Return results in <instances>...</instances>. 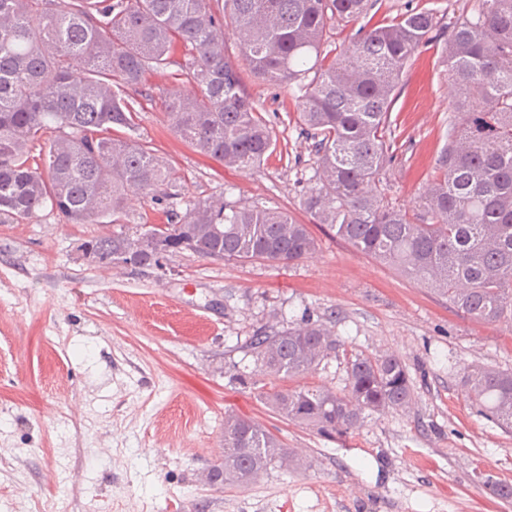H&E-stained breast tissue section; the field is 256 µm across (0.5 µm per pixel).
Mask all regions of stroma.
<instances>
[{"label": "stroma", "mask_w": 512, "mask_h": 512, "mask_svg": "<svg viewBox=\"0 0 512 512\" xmlns=\"http://www.w3.org/2000/svg\"><path fill=\"white\" fill-rule=\"evenodd\" d=\"M410 4L445 23L474 0H380L371 22ZM243 86L276 139L257 168L220 165L173 132L160 96L195 87L170 68L147 75L134 139L177 172L178 212L220 195L288 211L317 239L307 258L240 263L185 251L159 269L105 268L81 260L79 247L110 223L69 224L47 208L21 224L0 217V512H512V499L479 479L512 486V430L480 416L460 383L473 365L512 370V318L457 312L313 224L300 200L316 157L297 100L250 74ZM454 95L442 44L420 47L394 92V158L378 183L407 215L438 174ZM306 319L331 323L341 344L306 385L343 391L348 353L390 354L409 371V407L324 437L260 400L272 379L230 380L233 369L253 371L251 336ZM228 410L277 436L290 465L245 488L207 483Z\"/></svg>", "instance_id": "35a3bbf8"}]
</instances>
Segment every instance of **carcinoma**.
<instances>
[{
    "label": "carcinoma",
    "instance_id": "cac0c4a2",
    "mask_svg": "<svg viewBox=\"0 0 512 512\" xmlns=\"http://www.w3.org/2000/svg\"><path fill=\"white\" fill-rule=\"evenodd\" d=\"M378 0H0V215L26 220L51 206L70 224L109 217L119 229L88 240L101 265L143 268L155 243L168 253L193 246L200 258L290 263L316 249L309 225L283 210L222 198L171 210L153 224L158 239L130 227L129 192L161 202L177 195L175 171L131 138L144 75L177 67L196 93L165 99L177 135L227 166L254 168L275 145L272 128L245 92L243 71L288 88L299 127L313 141L315 186L302 198L312 223L354 250L431 288L454 309L495 322L512 316V0H478L448 24L408 8L389 24L360 25L327 68L320 57L330 25L357 22ZM240 55L224 52V19ZM444 41L457 96L454 133L438 158L440 177L419 200L417 222L385 203L376 179L393 159L392 94L422 45ZM183 58H175L176 43ZM52 132L45 170L28 147ZM341 344L323 324L259 332L246 348L264 376L311 373ZM477 410L512 429V371L475 365L463 378ZM409 372L394 355L354 353L348 385L270 389L259 394L286 420L319 434H346L365 413L412 401ZM291 457L249 418L224 413L220 485L243 487ZM231 458L234 466H225Z\"/></svg>",
    "mask_w": 512,
    "mask_h": 512
}]
</instances>
